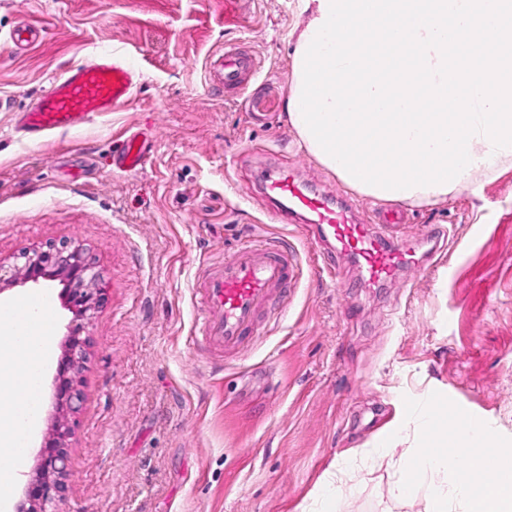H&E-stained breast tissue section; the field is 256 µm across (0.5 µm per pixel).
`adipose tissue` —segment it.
<instances>
[{"instance_id":"obj_1","label":"adipose tissue","mask_w":512,"mask_h":512,"mask_svg":"<svg viewBox=\"0 0 512 512\" xmlns=\"http://www.w3.org/2000/svg\"><path fill=\"white\" fill-rule=\"evenodd\" d=\"M53 326L40 296L0 306V447H27L38 423Z\"/></svg>"}]
</instances>
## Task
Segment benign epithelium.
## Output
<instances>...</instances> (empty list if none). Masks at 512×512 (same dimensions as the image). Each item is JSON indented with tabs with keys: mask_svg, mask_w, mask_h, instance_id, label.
Listing matches in <instances>:
<instances>
[{
	"mask_svg": "<svg viewBox=\"0 0 512 512\" xmlns=\"http://www.w3.org/2000/svg\"><path fill=\"white\" fill-rule=\"evenodd\" d=\"M51 278L65 285L63 297L75 324L69 326L55 378L58 416L44 441L40 464L28 479L25 499L16 505L15 512H63L69 477V417L82 404L79 374L91 344L85 321L103 302L102 275L83 247L53 243L24 251L9 265L0 261V293L8 287L37 285Z\"/></svg>",
	"mask_w": 512,
	"mask_h": 512,
	"instance_id": "obj_1",
	"label": "benign epithelium"
}]
</instances>
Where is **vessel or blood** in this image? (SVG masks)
I'll use <instances>...</instances> for the list:
<instances>
[{"mask_svg": "<svg viewBox=\"0 0 512 512\" xmlns=\"http://www.w3.org/2000/svg\"><path fill=\"white\" fill-rule=\"evenodd\" d=\"M44 30L29 21H19L0 44L12 50H27L42 42ZM251 61L229 49L211 64L225 87H240L243 71ZM137 61L117 50L97 51L89 60L55 76L48 88L19 115V127L30 140L40 141L61 130L85 123L96 113L111 111L127 101L139 86ZM142 134L124 140L117 165L133 171L147 160ZM264 194L277 202L276 222L300 224L313 239L324 242L321 269L335 274L336 258L349 257L360 273V285L375 288L400 271L431 259L440 249L443 232H430L417 241L404 240L396 227L399 210H389L380 223L368 221L367 204L336 202L301 181L292 166H281L262 178ZM297 257L284 245L268 240L250 242L222 264H204L196 278L200 301L196 333L204 350L215 354H239L256 330L260 316L272 311L275 297L296 282Z\"/></svg>", "mask_w": 512, "mask_h": 512, "instance_id": "1", "label": "vessel or blood"}]
</instances>
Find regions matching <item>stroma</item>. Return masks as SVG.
<instances>
[{"label":"stroma","mask_w":512,"mask_h":512,"mask_svg":"<svg viewBox=\"0 0 512 512\" xmlns=\"http://www.w3.org/2000/svg\"><path fill=\"white\" fill-rule=\"evenodd\" d=\"M312 12L306 0H0V31L47 32L29 51L0 46V259L48 243L86 248L105 299L89 332L83 401L69 445V512H301L330 464L351 460L340 512H423L424 492L389 496L371 442L404 420L405 398L440 392L512 438V164L430 205H403L416 239L443 227L440 264L377 288L339 260L321 273L298 225L272 222L258 181L293 164L334 196L353 188L297 148L288 71ZM134 56L139 91L121 107L34 143L16 113L100 46ZM233 48L255 75L225 89L210 63ZM150 152L112 163L130 133ZM253 235L290 242L300 273L243 354L197 350L194 277ZM59 281L10 300L52 299V357L72 319Z\"/></svg>","instance_id":"35a3bbf8"}]
</instances>
